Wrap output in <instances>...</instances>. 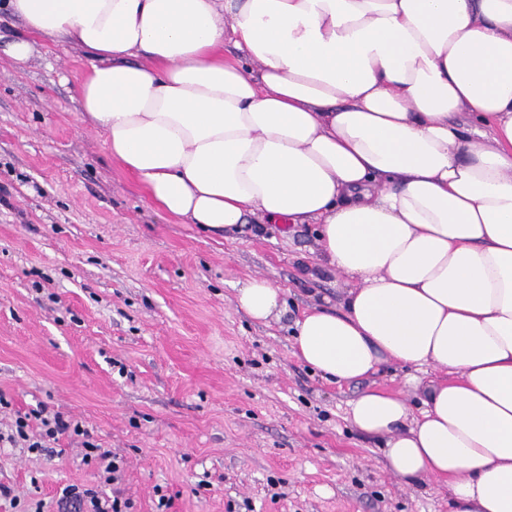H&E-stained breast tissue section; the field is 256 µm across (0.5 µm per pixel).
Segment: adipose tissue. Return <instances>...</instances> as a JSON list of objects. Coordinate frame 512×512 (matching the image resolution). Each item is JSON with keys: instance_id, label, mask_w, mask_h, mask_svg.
Masks as SVG:
<instances>
[{"instance_id": "obj_1", "label": "adipose tissue", "mask_w": 512, "mask_h": 512, "mask_svg": "<svg viewBox=\"0 0 512 512\" xmlns=\"http://www.w3.org/2000/svg\"><path fill=\"white\" fill-rule=\"evenodd\" d=\"M8 7L16 63L35 35L93 57L81 110L160 211L213 233L317 224L349 288L296 321V356L338 383L439 372L420 414L369 388L351 423L396 478L444 481L452 512H512V0ZM237 304L284 306L264 278Z\"/></svg>"}]
</instances>
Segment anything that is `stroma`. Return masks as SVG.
I'll return each instance as SVG.
<instances>
[{
    "label": "stroma",
    "mask_w": 512,
    "mask_h": 512,
    "mask_svg": "<svg viewBox=\"0 0 512 512\" xmlns=\"http://www.w3.org/2000/svg\"><path fill=\"white\" fill-rule=\"evenodd\" d=\"M91 69L38 39L31 62L0 52V394L11 422L44 402L81 419L125 461L133 512H450L438 480L392 476L347 418L370 387L415 398L403 370L341 385L294 354L310 307H341L312 224L213 234L159 211L80 108ZM281 288L268 323L236 304L250 279ZM18 506L51 512L70 484L95 486L78 448L0 447Z\"/></svg>",
    "instance_id": "1"
}]
</instances>
